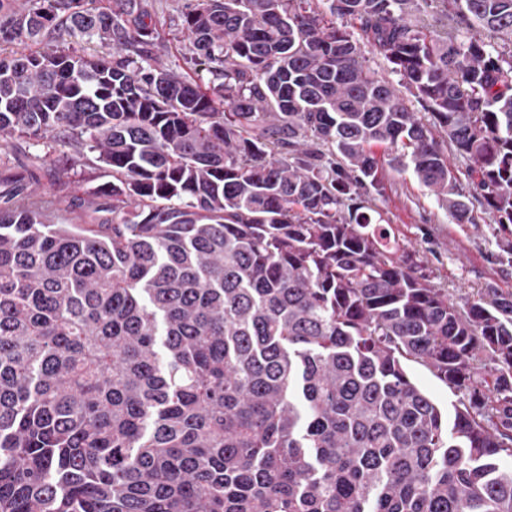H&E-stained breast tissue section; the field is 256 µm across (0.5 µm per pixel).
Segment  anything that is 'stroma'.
<instances>
[{
	"label": "stroma",
	"instance_id": "stroma-1",
	"mask_svg": "<svg viewBox=\"0 0 512 512\" xmlns=\"http://www.w3.org/2000/svg\"><path fill=\"white\" fill-rule=\"evenodd\" d=\"M153 2L154 19L163 38L159 55L163 63L177 66L185 44L171 18L184 0ZM104 181L101 175L86 178L79 166L59 177L54 166L47 164L31 189L46 197L82 196ZM372 206L402 242L417 252L433 284L447 290L454 302L465 303L487 288L512 292V264L498 259L503 235L490 214H483L475 224L455 223L408 170L388 172L384 192L375 197Z\"/></svg>",
	"mask_w": 512,
	"mask_h": 512
}]
</instances>
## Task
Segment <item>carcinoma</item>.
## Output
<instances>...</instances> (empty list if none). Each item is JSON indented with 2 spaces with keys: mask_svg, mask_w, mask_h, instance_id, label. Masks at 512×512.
Wrapping results in <instances>:
<instances>
[{
  "mask_svg": "<svg viewBox=\"0 0 512 512\" xmlns=\"http://www.w3.org/2000/svg\"><path fill=\"white\" fill-rule=\"evenodd\" d=\"M180 21L207 85L148 0H0V155L112 177L64 203L0 161V512H512V293L457 305L369 205L409 169L512 230V0ZM71 38L112 51L30 50ZM155 4L154 19L157 28L161 33L163 42L159 47V55L163 63L177 68V65L184 66L181 53L185 52L184 47L187 42H183L181 33L174 23L171 22L174 10L178 5H182L184 0H150ZM188 45V44H187ZM408 372L412 379L428 393L443 410H448V414L453 413V404H455L460 397V394L450 389L448 385L439 380L433 372L426 366L409 362Z\"/></svg>",
  "mask_w": 512,
  "mask_h": 512,
  "instance_id": "carcinoma-1",
  "label": "carcinoma"
}]
</instances>
